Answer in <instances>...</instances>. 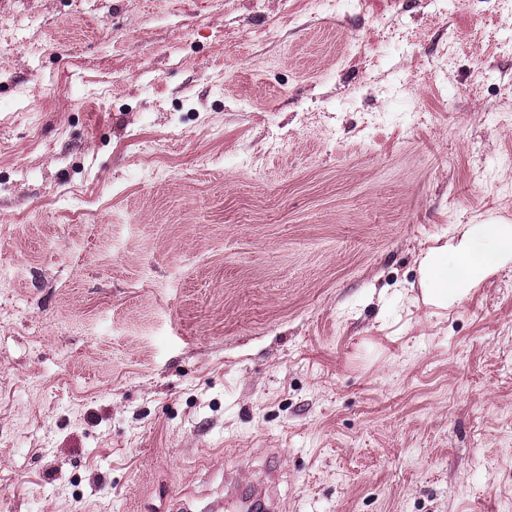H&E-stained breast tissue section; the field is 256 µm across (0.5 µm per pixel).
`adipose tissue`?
<instances>
[{
  "mask_svg": "<svg viewBox=\"0 0 512 512\" xmlns=\"http://www.w3.org/2000/svg\"><path fill=\"white\" fill-rule=\"evenodd\" d=\"M512 263L511 224H461L419 263L425 303L448 308L472 295L501 267Z\"/></svg>",
  "mask_w": 512,
  "mask_h": 512,
  "instance_id": "obj_1",
  "label": "adipose tissue"
}]
</instances>
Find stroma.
I'll return each mask as SVG.
<instances>
[{
	"label": "stroma",
	"mask_w": 512,
	"mask_h": 512,
	"mask_svg": "<svg viewBox=\"0 0 512 512\" xmlns=\"http://www.w3.org/2000/svg\"><path fill=\"white\" fill-rule=\"evenodd\" d=\"M512 0H0V512H512ZM510 262L511 224H459L444 245L429 248L420 259L423 301L448 309Z\"/></svg>",
	"instance_id": "obj_1"
}]
</instances>
